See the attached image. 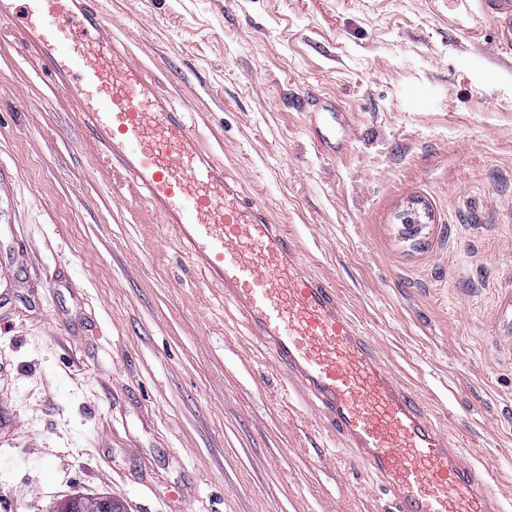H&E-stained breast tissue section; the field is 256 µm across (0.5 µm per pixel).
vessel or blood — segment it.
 I'll list each match as a JSON object with an SVG mask.
<instances>
[{"label":"vessel or blood","mask_w":512,"mask_h":512,"mask_svg":"<svg viewBox=\"0 0 512 512\" xmlns=\"http://www.w3.org/2000/svg\"><path fill=\"white\" fill-rule=\"evenodd\" d=\"M22 43L83 125L143 194L185 255L272 360L354 448L394 512H504L488 473L465 465L415 396L375 356L335 288L302 265L294 239L206 154L187 113L118 48L99 0H0Z\"/></svg>","instance_id":"1"}]
</instances>
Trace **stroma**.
<instances>
[{
  "mask_svg": "<svg viewBox=\"0 0 512 512\" xmlns=\"http://www.w3.org/2000/svg\"><path fill=\"white\" fill-rule=\"evenodd\" d=\"M512 503V0H100ZM348 112L320 151L314 98ZM0 24V512H393ZM427 227L403 241L405 218Z\"/></svg>",
  "mask_w": 512,
  "mask_h": 512,
  "instance_id": "stroma-1",
  "label": "stroma"
}]
</instances>
